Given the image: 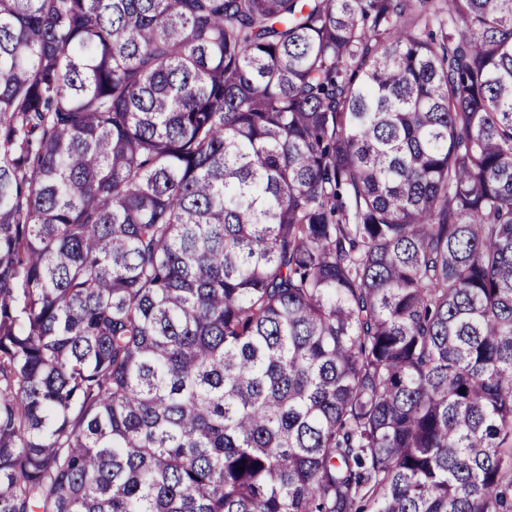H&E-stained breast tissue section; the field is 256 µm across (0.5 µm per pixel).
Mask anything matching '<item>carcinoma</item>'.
Returning a JSON list of instances; mask_svg holds the SVG:
<instances>
[{
    "mask_svg": "<svg viewBox=\"0 0 512 512\" xmlns=\"http://www.w3.org/2000/svg\"><path fill=\"white\" fill-rule=\"evenodd\" d=\"M0 512H512V0H0Z\"/></svg>",
    "mask_w": 512,
    "mask_h": 512,
    "instance_id": "obj_1",
    "label": "carcinoma"
}]
</instances>
